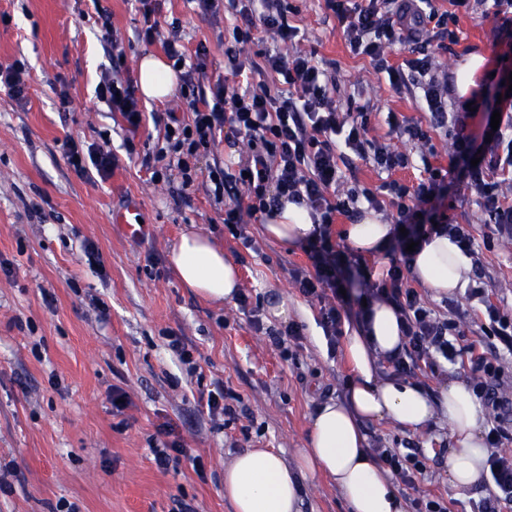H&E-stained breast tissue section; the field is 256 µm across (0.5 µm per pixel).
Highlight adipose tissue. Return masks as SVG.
Segmentation results:
<instances>
[{
    "mask_svg": "<svg viewBox=\"0 0 512 512\" xmlns=\"http://www.w3.org/2000/svg\"><path fill=\"white\" fill-rule=\"evenodd\" d=\"M177 75L161 57L148 54L138 63V86L150 100L168 97ZM314 226L305 206L283 202L268 218L269 238L299 244L309 239ZM346 238L359 254L383 250L393 227L375 213H365L348 225ZM169 260L182 283L214 301L232 300L239 289V271L223 249L208 236L182 233ZM472 259L448 236L431 237L410 263V274L436 295L448 296L465 287ZM370 318L346 327L343 350L354 376L346 397L318 407L310 425L307 445L295 465L265 448L236 454L224 467V497L233 512H300L306 474L323 473L348 502L351 512H405V503L389 476L376 465L363 425L387 421L412 431L432 421H446L454 445L448 450V473L460 489L478 485L487 474L491 454L485 440L487 409L466 383L450 380L430 392L413 380L381 373L378 362L402 343L393 305L378 300Z\"/></svg>",
    "mask_w": 512,
    "mask_h": 512,
    "instance_id": "adipose-tissue-1",
    "label": "adipose tissue"
}]
</instances>
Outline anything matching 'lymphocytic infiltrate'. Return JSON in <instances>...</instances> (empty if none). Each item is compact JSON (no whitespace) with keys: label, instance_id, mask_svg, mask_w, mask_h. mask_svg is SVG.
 <instances>
[{"label":"lymphocytic infiltrate","instance_id":"lymphocytic-infiltrate-1","mask_svg":"<svg viewBox=\"0 0 512 512\" xmlns=\"http://www.w3.org/2000/svg\"><path fill=\"white\" fill-rule=\"evenodd\" d=\"M143 25L138 39L160 43L174 64H186L180 75L178 103L165 111H144L132 83L122 76L124 47L115 36L110 19L102 21V37L111 47L108 67L101 70L95 93L110 112L123 119V154H116L109 141L85 144L73 139L63 144L69 166L81 178L104 176L118 166L121 156H134V139L140 129L153 126L162 133L154 152L152 178L169 180L179 172L183 188L194 186L196 168L192 161L208 151L222 138L246 141V156L237 171L221 165L208 170L206 191L217 210L223 211V223L233 238L247 249L256 241L247 231L246 217L272 215L281 201L306 205L315 224L306 253L310 270H294L292 277L299 292L308 301L318 302L319 325L326 340L328 354H335L342 336V311L347 287L344 273L345 255L331 239V226L337 216L361 217L364 209L380 211L395 208L400 259L391 261L381 278L373 282L366 297L395 305L399 327L404 337L402 349L388 357L394 374L415 377L438 370L440 361L457 362L467 357L471 374L469 385L478 396H485L488 384L500 378L501 351L512 352V313L491 303L484 286L472 288L483 310L475 324L482 336L499 341V348L476 351L460 348L464 336L459 320L442 315L427 306L421 294L412 288L403 264L410 261L406 247L423 243L430 234L448 235L465 254H472L473 237L460 225L445 217L423 213L422 207L437 199L448 187L446 169L425 165V178L409 186L396 180L367 188L340 190V162L355 154L381 170L392 172L407 168L406 153L394 150L369 135L367 112L343 110L336 101V78L315 63L308 54L296 51L285 55L277 51H259L256 58L243 62L238 48L254 44L257 31L273 34L284 43L295 42L299 30L288 21L284 0H198L203 13H226L240 17V25L231 32L233 44L225 51L231 77L250 71L258 81L235 86L228 79L207 73V48L198 45L188 52L177 33L163 35L157 18L155 0H140ZM451 10L438 12L431 0H325L338 20L353 55L369 57L374 68L385 73L392 89L420 96L432 126H453L452 152L468 162V185L476 194L482 210L489 216L499 236L512 238V91L506 82L512 67L502 66L490 80L502 100L498 110L502 119L492 132L491 159L488 164H472L473 141L466 132L472 110L489 107L487 96H475L470 109L448 110V81L441 78L430 54L406 59L404 64H389L386 48L408 42L425 44L431 39L456 42L457 33L449 29L456 11L481 5L482 16L501 14L512 8V0H450ZM195 63H187L188 55ZM506 437L503 419H495L487 442L495 450L490 459L493 489L481 500L477 512H500L502 503L512 502V450L501 449ZM375 461L402 483L414 484L424 476L426 457L420 450L403 453L395 448H380Z\"/></svg>","mask_w":512,"mask_h":512}]
</instances>
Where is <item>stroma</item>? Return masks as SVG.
I'll use <instances>...</instances> for the list:
<instances>
[{
	"label": "stroma",
	"instance_id": "35a3bbf8",
	"mask_svg": "<svg viewBox=\"0 0 512 512\" xmlns=\"http://www.w3.org/2000/svg\"><path fill=\"white\" fill-rule=\"evenodd\" d=\"M288 21L300 30L296 46L266 37L264 46L282 53H312L336 77V98L367 106L370 134L409 154L414 165L394 179L415 184L424 163L449 169L448 196L439 200L448 220L475 239L479 265L473 277L490 299L512 312V241L493 225L454 171L452 139L430 132L433 156L423 158L413 143L397 137L389 114L427 125L420 101L395 93L386 74L369 58L353 55L337 19L324 0H285ZM160 21L178 22L188 50L205 44L207 70L224 74L225 42L236 22L202 13L196 0H159ZM110 13L125 47L123 76L137 78L146 53L162 54L160 44L138 41L143 25L137 0H0V63L29 65L28 102L13 103L0 90V512H176L178 502L193 512H233L224 497V466L247 448H271L289 461L305 447L310 420L324 402L343 398L351 375L343 355L328 356L324 339L308 323L318 304L298 292L291 269L308 267L303 245L268 238L262 223L250 226L257 251L233 239L204 190H182L180 175L154 183L142 166L147 130H140L137 156L121 159L104 178H79L63 156L65 140L98 143L110 138L120 148L122 132L95 94L110 46L102 39L100 12ZM504 19L459 14L454 43L432 41L429 51L442 70L455 74L470 55L484 57V70L497 67L512 51ZM69 92L61 105L60 88ZM133 207L130 221L141 235L115 223V211ZM337 217L332 241L358 270L352 295L366 291L390 262L389 252L360 255L350 248ZM213 238L241 271L249 308L237 302L213 304L184 286L167 256L187 230ZM93 241L103 273L81 252ZM287 300V321L269 315L270 295ZM103 301L100 316L95 301ZM264 329L256 331L253 317ZM303 328L300 343L280 352L269 330L286 323ZM183 336L196 349L206 379H218L239 394L245 407L235 417L211 420L198 406V385L167 349L163 332ZM130 397L123 411L112 408L113 387ZM184 453L169 469H159L150 446L164 424ZM369 448H419L427 471L415 486L396 483L404 501L421 495L443 497L448 512H471L488 496L491 480L458 490L448 477L453 443L447 422L420 433L389 422L363 426ZM202 456L196 473L191 456ZM301 512H350L341 492L323 474L304 481Z\"/></svg>",
	"mask_w": 512,
	"mask_h": 512
}]
</instances>
